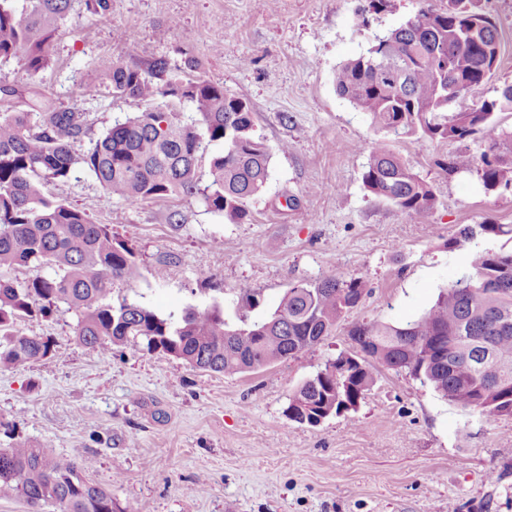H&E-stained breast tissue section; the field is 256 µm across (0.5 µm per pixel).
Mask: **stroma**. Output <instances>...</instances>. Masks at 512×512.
Segmentation results:
<instances>
[{"label":"stroma","instance_id":"35a3bbf8","mask_svg":"<svg viewBox=\"0 0 512 512\" xmlns=\"http://www.w3.org/2000/svg\"><path fill=\"white\" fill-rule=\"evenodd\" d=\"M447 0H111L106 14L71 0L39 75L0 63V113L30 100L87 116L83 154L115 121L146 103L100 86L96 62L139 54L170 67L195 57L202 72L243 99L254 130L272 150L262 193L233 224L196 200L129 204L103 196L75 167L47 195L107 224L138 255L141 276L116 284L113 302L160 316L220 305L236 326L265 320L288 288L335 271L359 277L365 293L316 348L252 372L227 376L139 346L97 350L75 339L76 316L59 311L20 322L51 338L50 357L0 370V421L10 440L88 461L85 478L109 489L123 512H512V418L463 410L430 385L384 366L356 411L309 426L289 419L290 395L353 344L356 324L403 325L470 270L478 252L512 249V238L458 244L467 224L512 225V191L487 190L477 171L448 173V159L481 142L385 136L366 112L339 96L333 74L423 6ZM502 54L477 100L512 83V0H489ZM394 149L431 186L436 208L411 218L363 185L370 150ZM179 211L181 223L167 216ZM256 302L245 307L244 293Z\"/></svg>","mask_w":512,"mask_h":512}]
</instances>
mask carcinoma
<instances>
[{
  "label": "carcinoma",
  "mask_w": 512,
  "mask_h": 512,
  "mask_svg": "<svg viewBox=\"0 0 512 512\" xmlns=\"http://www.w3.org/2000/svg\"><path fill=\"white\" fill-rule=\"evenodd\" d=\"M483 0H448L444 10L421 7L389 37L402 56L389 60L383 44L339 66L336 92L395 137L465 141L482 135L485 148L461 152L448 171L476 168L491 188L512 189V130L498 114L512 112V84L498 98L448 112V87L474 95L494 73L502 48L496 20ZM70 0H0V61L23 62L36 75L51 62L53 41ZM99 83L118 97L152 109L116 123L82 155L72 145L88 135L84 113L33 104L27 112L0 113V369L53 355L55 343L16 330L64 303L77 316L79 343L98 349L138 343L194 368L235 375L284 361L319 345L343 314L362 299L359 277L332 270L313 283L288 288L266 320L233 327L217 304L203 311L161 317L126 301L114 305L112 288L141 276L137 253L112 237L107 224L43 187L82 166L109 199L128 203L182 197L238 224L246 204L265 186L271 150L256 136L252 113L224 85L196 75L183 80L157 58L131 67L103 58ZM167 97L192 103L198 119L181 122ZM223 145L199 169L205 146ZM363 184L375 196L418 220L436 207L431 186L387 145L369 152ZM512 237L511 224H478L457 243L476 236ZM44 270L24 282L5 277L21 266ZM356 351L328 361L290 396L288 418L315 426L357 409L374 383L378 363L430 384L453 405L512 416V251L477 253L472 272L441 290L419 319L402 326L356 324ZM86 461L55 456L26 442L0 449V497H20L29 512H122L112 491L88 482Z\"/></svg>",
  "instance_id": "cac0c4a2"
}]
</instances>
